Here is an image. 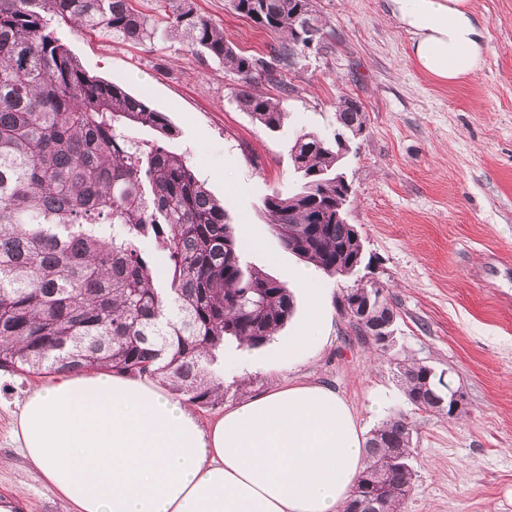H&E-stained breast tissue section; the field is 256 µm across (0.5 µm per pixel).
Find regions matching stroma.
Wrapping results in <instances>:
<instances>
[{
	"instance_id": "obj_1",
	"label": "stroma",
	"mask_w": 512,
	"mask_h": 512,
	"mask_svg": "<svg viewBox=\"0 0 512 512\" xmlns=\"http://www.w3.org/2000/svg\"><path fill=\"white\" fill-rule=\"evenodd\" d=\"M487 28L482 68L455 83L437 81L412 59L409 30L389 0H315L327 35L279 72L287 95L268 83L286 118L271 131L239 107L237 76L200 60L185 43H119L103 31L59 37L90 75L144 97L177 134L171 150L189 161L224 201L245 267L289 285L294 311L252 368L225 366L224 405L249 401L275 382L330 384L362 433L406 409L395 359L447 370L467 397L459 419L417 412L413 490L404 512H512V0H471ZM224 37L248 55H267L269 38L228 0H194ZM360 101L367 128L342 161L354 189L347 221L362 239L366 267L397 312L383 352L356 339L338 302L353 277H322L326 341L290 367L265 358L306 323L311 303L292 273L301 260L280 243L263 213L272 192L297 189L290 146L299 132L332 135L336 99ZM43 376L0 374V500L24 512H70L33 481L11 439L13 411Z\"/></svg>"
}]
</instances>
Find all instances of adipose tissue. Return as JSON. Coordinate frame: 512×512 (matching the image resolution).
Wrapping results in <instances>:
<instances>
[{"label": "adipose tissue", "instance_id": "1", "mask_svg": "<svg viewBox=\"0 0 512 512\" xmlns=\"http://www.w3.org/2000/svg\"><path fill=\"white\" fill-rule=\"evenodd\" d=\"M416 63L453 83L482 66L485 28L469 0H391ZM296 282L313 315L276 352L316 348L324 290ZM12 438L33 478L72 512H344L367 464L347 402L321 383L276 384L201 420L151 382L121 372L61 373L19 406Z\"/></svg>", "mask_w": 512, "mask_h": 512}]
</instances>
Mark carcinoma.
Listing matches in <instances>:
<instances>
[{
    "instance_id": "cac0c4a2",
    "label": "carcinoma",
    "mask_w": 512,
    "mask_h": 512,
    "mask_svg": "<svg viewBox=\"0 0 512 512\" xmlns=\"http://www.w3.org/2000/svg\"><path fill=\"white\" fill-rule=\"evenodd\" d=\"M232 10L272 38L269 57L246 55L197 12L192 0H0V369L57 374L128 372L169 386L201 409L224 403L213 373L229 343L257 349L287 323L288 286L240 265L243 246L224 204L180 154L167 116L121 86L89 75L57 35L106 30L138 44L179 39L237 75L239 106L268 130L286 113L249 91L263 79L291 87L272 62L326 44L313 0H230ZM312 18V45L301 36ZM341 132L366 129L359 101H336ZM148 127L150 145L124 130ZM301 185L262 205L282 246L327 276H348L364 261L354 225L336 219L344 155L336 137L302 132L290 146ZM370 302L396 319L383 288H352L339 309ZM414 411L448 414L445 371L396 363ZM414 422L397 410L371 431L368 464L345 512H402L413 485Z\"/></svg>"
}]
</instances>
